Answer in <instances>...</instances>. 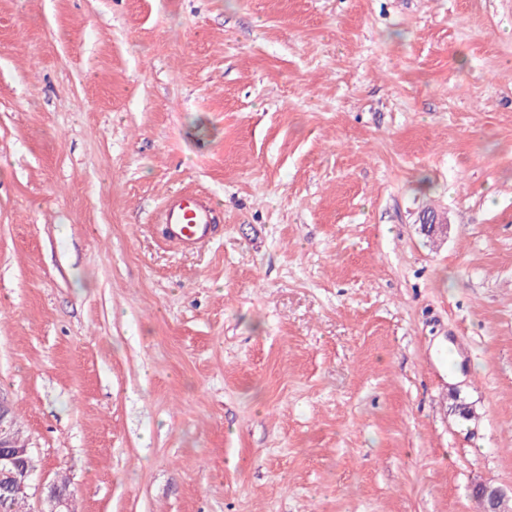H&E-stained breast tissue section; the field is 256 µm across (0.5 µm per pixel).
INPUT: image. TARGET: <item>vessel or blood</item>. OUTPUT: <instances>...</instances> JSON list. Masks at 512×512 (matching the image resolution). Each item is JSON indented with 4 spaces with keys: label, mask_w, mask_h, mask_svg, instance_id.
<instances>
[{
    "label": "vessel or blood",
    "mask_w": 512,
    "mask_h": 512,
    "mask_svg": "<svg viewBox=\"0 0 512 512\" xmlns=\"http://www.w3.org/2000/svg\"><path fill=\"white\" fill-rule=\"evenodd\" d=\"M216 220L208 199L195 192L168 196L158 214L168 241L187 250L202 245L210 238Z\"/></svg>",
    "instance_id": "b4317fda"
}]
</instances>
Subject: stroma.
Segmentation results:
<instances>
[{
    "label": "stroma",
    "mask_w": 512,
    "mask_h": 512,
    "mask_svg": "<svg viewBox=\"0 0 512 512\" xmlns=\"http://www.w3.org/2000/svg\"><path fill=\"white\" fill-rule=\"evenodd\" d=\"M0 390L23 512L512 488V0H0ZM216 220L208 199L195 192L168 196L158 214L159 223L165 225L167 240L187 250L210 238ZM8 397L0 391V491L3 495H28L34 473L31 448L13 437ZM69 479L64 475H58L57 478L47 485L45 500L48 509L44 512H74L70 510L69 503L71 494L68 490Z\"/></svg>",
    "instance_id": "stroma-1"
}]
</instances>
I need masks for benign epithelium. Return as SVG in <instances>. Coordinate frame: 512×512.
Masks as SVG:
<instances>
[{"label": "benign epithelium", "mask_w": 512, "mask_h": 512, "mask_svg": "<svg viewBox=\"0 0 512 512\" xmlns=\"http://www.w3.org/2000/svg\"><path fill=\"white\" fill-rule=\"evenodd\" d=\"M13 420L8 397L0 392V493L8 495L28 494L34 473L32 451L25 445L15 442ZM69 479L64 475L47 485L45 500L48 509L45 512H72L69 508L71 494L68 490ZM473 490L482 494L490 504V512H496V504L508 497L507 491L491 482L480 481Z\"/></svg>", "instance_id": "7a95c632"}]
</instances>
